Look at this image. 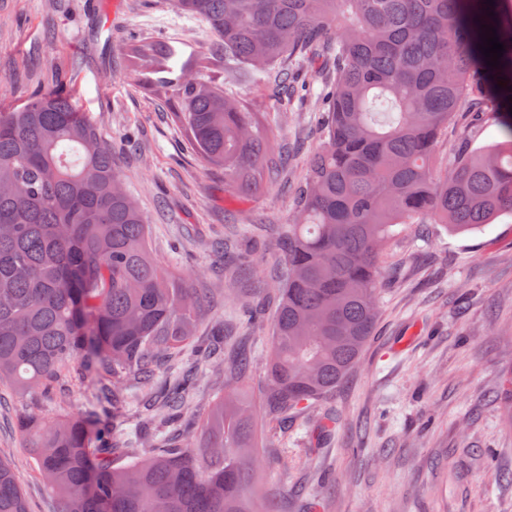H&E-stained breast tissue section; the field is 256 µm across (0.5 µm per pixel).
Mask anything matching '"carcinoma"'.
Masks as SVG:
<instances>
[{"label": "carcinoma", "mask_w": 512, "mask_h": 512, "mask_svg": "<svg viewBox=\"0 0 512 512\" xmlns=\"http://www.w3.org/2000/svg\"><path fill=\"white\" fill-rule=\"evenodd\" d=\"M214 35L209 55L239 84L292 94L318 83L322 114L282 243L266 405L326 428L317 398L358 361L377 319L379 253L398 224L465 233L512 213V0H175ZM504 51L490 67L483 26ZM147 75L176 51H136ZM173 117L211 170L248 196L275 180L285 158L257 130L234 86L185 73ZM456 112L491 117L500 141L463 148L453 170L434 166ZM200 289L152 256L148 224L126 192L112 144L60 89L0 110V381L55 390L62 372L90 380L82 412L23 414L17 428L58 512H269L250 401L231 392L201 421L198 370L220 360L224 337L175 357L193 340ZM239 379L211 370L213 386ZM156 391L141 430L119 419ZM130 464L121 459L143 443ZM0 512H27L0 461Z\"/></svg>", "instance_id": "obj_1"}]
</instances>
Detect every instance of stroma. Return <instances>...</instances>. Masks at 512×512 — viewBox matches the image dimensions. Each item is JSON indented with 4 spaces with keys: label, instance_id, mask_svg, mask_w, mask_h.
<instances>
[{
    "label": "stroma",
    "instance_id": "1",
    "mask_svg": "<svg viewBox=\"0 0 512 512\" xmlns=\"http://www.w3.org/2000/svg\"><path fill=\"white\" fill-rule=\"evenodd\" d=\"M210 33L174 0H0V108L58 86L70 92L102 137L118 148L127 189L140 203L154 257L212 289L197 342L218 333L247 353L241 381L254 402L265 391L271 329L254 330L224 297V281L244 265L260 280L238 286L255 299L281 274L278 248L292 222V196L307 154L319 143L316 113L295 99L279 108L264 87L242 84L253 112H280L263 125L273 147L296 154L272 186L238 198L224 175L204 168L183 128L170 119V87L144 88L134 46L170 42L180 61L205 65ZM456 113L441 136L437 165L450 171L462 134L483 148L495 128L471 129ZM374 333L344 382L320 401L328 430L282 426L256 410L263 446L262 488L274 512H512V427L503 381L512 375V215L466 234L445 225L408 226L383 252ZM88 386L71 378L55 397L0 386V460L14 465L28 512L57 502L16 428L20 413L76 412Z\"/></svg>",
    "mask_w": 512,
    "mask_h": 512
}]
</instances>
